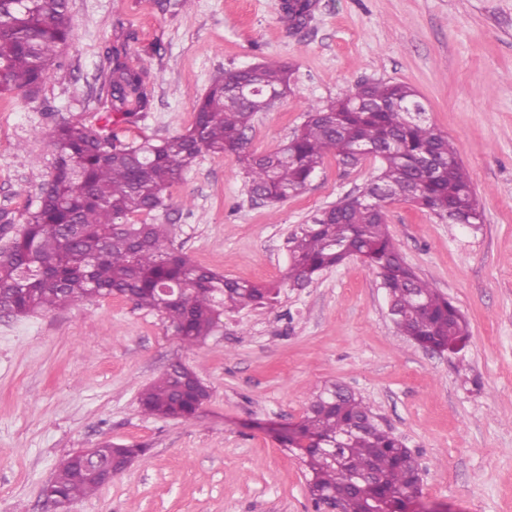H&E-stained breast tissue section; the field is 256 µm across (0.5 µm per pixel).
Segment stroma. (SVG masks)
<instances>
[{"label": "stroma", "mask_w": 512, "mask_h": 512, "mask_svg": "<svg viewBox=\"0 0 512 512\" xmlns=\"http://www.w3.org/2000/svg\"><path fill=\"white\" fill-rule=\"evenodd\" d=\"M282 2L69 0L63 67L35 94L0 95V246L39 203L54 158L45 133L59 122L123 141L179 134L217 76L273 57L293 66L294 86L254 118L250 148L263 153L310 104L405 82L458 144L483 222L451 224L404 201L387 205V221L406 262L466 316L467 347L440 354L401 336L361 260L288 286L291 235L368 183L375 160L327 156L304 190L271 206L250 198L236 156L202 154L151 222L194 264L279 288L278 303L225 317L191 347L128 297L0 315V512H48L42 488L59 462L108 441L145 454L73 512H316L299 453L276 431L334 382L415 454L424 512H512V0H316L297 35ZM114 46L150 71L149 104L131 124L107 121ZM175 363L210 392L189 423L139 406L141 388Z\"/></svg>", "instance_id": "35a3bbf8"}]
</instances>
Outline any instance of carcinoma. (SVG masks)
Returning a JSON list of instances; mask_svg holds the SVG:
<instances>
[{
    "label": "carcinoma",
    "mask_w": 512,
    "mask_h": 512,
    "mask_svg": "<svg viewBox=\"0 0 512 512\" xmlns=\"http://www.w3.org/2000/svg\"><path fill=\"white\" fill-rule=\"evenodd\" d=\"M314 8V0H283L282 19L299 30ZM71 35L69 0H0V94L36 92ZM144 75L121 63L108 75L124 123L134 116L130 106L144 103ZM292 75L276 61L226 70L198 102L189 128L157 142L117 145L93 126L56 124L48 133L55 148L51 179L27 223L0 249L4 310L24 316L93 297L129 296L193 345L224 314L263 307L278 293L193 264L172 246L167 225L132 218L165 208L167 190L204 153L236 155L250 197L277 203L302 191L328 154L345 165L362 162L361 146L374 151L376 174L293 234L288 283L304 288L357 251L380 278L401 334L428 350H463L470 337L466 317L405 262L384 211L389 201L412 202L451 224L479 228L483 212L457 145L427 120L406 118L402 107L420 103L413 86L378 81L309 105L287 141L270 152L250 151L254 114L291 92ZM164 288L173 294L163 295ZM209 396L193 371L175 364L141 391L139 402L148 416L191 421ZM281 442L303 450L316 503L345 489L341 512H366L376 501L390 512H411L419 479L414 454L346 387L334 383L315 395ZM102 487L93 477L72 479L64 468L42 493L75 501Z\"/></svg>",
    "instance_id": "obj_1"
}]
</instances>
